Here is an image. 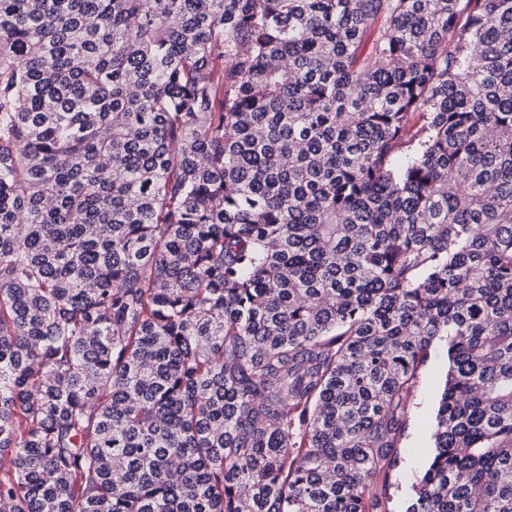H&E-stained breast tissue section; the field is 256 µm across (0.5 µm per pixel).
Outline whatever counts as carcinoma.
Wrapping results in <instances>:
<instances>
[{
  "label": "carcinoma",
  "instance_id": "carcinoma-1",
  "mask_svg": "<svg viewBox=\"0 0 512 512\" xmlns=\"http://www.w3.org/2000/svg\"><path fill=\"white\" fill-rule=\"evenodd\" d=\"M437 342L512 512V0H0V512H390Z\"/></svg>",
  "mask_w": 512,
  "mask_h": 512
}]
</instances>
